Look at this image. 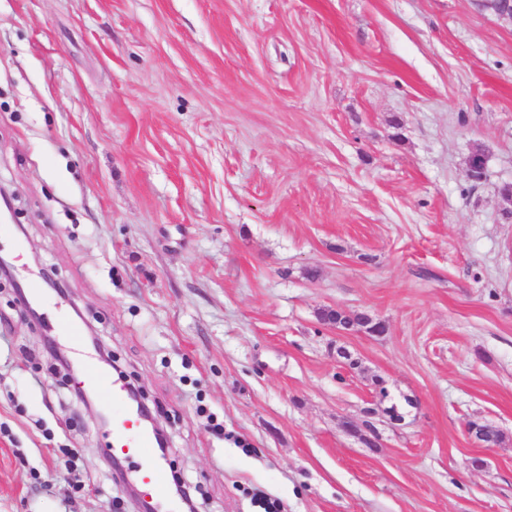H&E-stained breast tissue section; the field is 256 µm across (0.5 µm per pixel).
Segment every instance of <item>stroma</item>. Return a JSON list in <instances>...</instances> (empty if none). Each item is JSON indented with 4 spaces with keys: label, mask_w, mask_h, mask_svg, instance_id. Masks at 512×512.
I'll list each match as a JSON object with an SVG mask.
<instances>
[{
    "label": "stroma",
    "mask_w": 512,
    "mask_h": 512,
    "mask_svg": "<svg viewBox=\"0 0 512 512\" xmlns=\"http://www.w3.org/2000/svg\"><path fill=\"white\" fill-rule=\"evenodd\" d=\"M0 183V512H132L74 391L103 350L199 512H512V22L483 0H0ZM78 312L97 342L57 331Z\"/></svg>",
    "instance_id": "obj_1"
}]
</instances>
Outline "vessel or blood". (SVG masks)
Masks as SVG:
<instances>
[{
    "mask_svg": "<svg viewBox=\"0 0 512 512\" xmlns=\"http://www.w3.org/2000/svg\"><path fill=\"white\" fill-rule=\"evenodd\" d=\"M138 420L135 414L125 413L112 420L113 451L129 458L141 461L139 477L142 484L151 487L155 494H163L166 484V472L156 461L153 441L149 435L138 432Z\"/></svg>",
    "mask_w": 512,
    "mask_h": 512,
    "instance_id": "b4317fda",
    "label": "vessel or blood"
}]
</instances>
